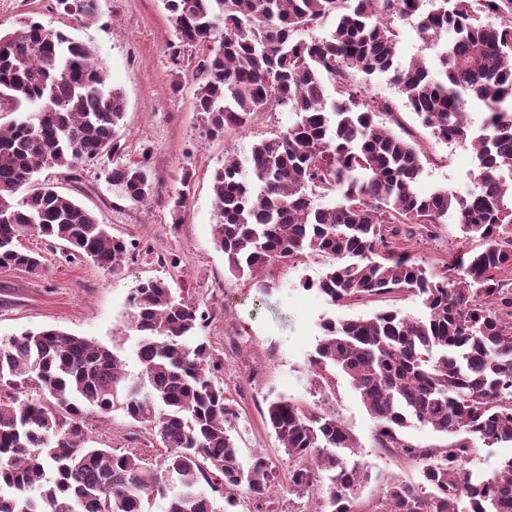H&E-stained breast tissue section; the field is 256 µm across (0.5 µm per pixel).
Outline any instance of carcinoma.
<instances>
[{"label": "carcinoma", "instance_id": "cac0c4a2", "mask_svg": "<svg viewBox=\"0 0 512 512\" xmlns=\"http://www.w3.org/2000/svg\"><path fill=\"white\" fill-rule=\"evenodd\" d=\"M161 2L178 46L196 54L194 110L210 138L247 128L260 112L286 108L297 117L255 144L251 178L236 160L213 174V244L230 274L253 278L315 254L331 260L314 285L334 305L403 292L424 297L419 318L385 309L324 320L312 359L322 385L330 386L332 369L349 379L375 421L377 447L422 464L423 485L387 481L365 507L371 475L353 459L351 432L327 408L279 397L264 420L288 457L289 491L317 497L314 512H512V459L483 480L464 468L474 440L512 441V288L503 280L512 274V0ZM58 3L79 23L95 18L96 0ZM331 14L330 38L294 39ZM489 16L502 22L484 24ZM396 21L415 23L425 44L454 33L438 74L420 60L395 64ZM377 72L391 74L434 138L474 147L477 191L466 198L415 192L420 151L379 127L376 117L392 104L352 80ZM471 100L485 112L487 134L478 139L464 118ZM124 111L91 44L31 16L0 33V112L19 114L0 126V267L46 271L40 254L18 247L23 233L34 232L65 244L67 259L124 269L132 256L126 242L57 186L37 181L44 169L117 155ZM106 181L134 205L155 190L146 155L112 161ZM192 181L184 171L170 210L175 224ZM318 191L339 201L323 206ZM450 210L481 248L451 257L448 274L436 277L409 242L435 237ZM127 307L136 374L120 353L59 329L0 344V512H147L150 495L169 491L167 512H239L244 503L249 512H281L276 465L239 460L224 358L198 335L209 316L161 278L140 283ZM14 390L36 395L21 400ZM116 408L148 425L164 448L159 463L88 445L91 420ZM414 420L446 444L412 442L405 429Z\"/></svg>", "mask_w": 512, "mask_h": 512}]
</instances>
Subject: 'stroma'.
I'll return each mask as SVG.
<instances>
[{
  "label": "stroma",
  "instance_id": "obj_1",
  "mask_svg": "<svg viewBox=\"0 0 512 512\" xmlns=\"http://www.w3.org/2000/svg\"><path fill=\"white\" fill-rule=\"evenodd\" d=\"M26 14L45 26L71 30L96 47L110 83L123 92L126 102L115 133L121 145L116 160L133 163L149 155L158 184L148 205L134 206L112 194L106 182V170L116 160L105 159L72 173L42 171L43 179L94 212L113 236L132 243L134 258L115 274L87 260L65 261L59 248L36 235L20 237L21 248L40 253L47 271L37 276L0 267V341L25 331L56 328L117 348L129 370L138 371L126 300L141 282L166 279L182 295L204 302L210 312L203 334L224 358V389L238 413L230 433L242 463L262 455L277 461L280 473H287L280 444L263 419L269 400L284 396L335 410L359 444L358 460L381 480L421 485L419 464L375 447L374 422L348 380L336 375L334 392H327L314 378L310 361L323 337V319L370 318L391 307L416 318L424 312L422 296L404 292L335 306L304 287L326 273L328 259L310 254L277 262L262 277L238 280L228 274L223 253L213 246L214 170L229 158L246 162L257 141L287 129L295 114L261 112L248 128L209 138L194 112L191 65L178 70L172 65L177 39L161 0H97L95 19L81 25L72 23L57 0H0V32L16 29ZM175 80L181 84L177 93L171 89ZM355 80L370 94L394 102L396 113L379 114L378 124L419 144L424 161L416 185L419 193L443 189L466 197L476 191L478 157L471 145L436 140L410 112L389 74H359ZM185 169L195 179L184 219L176 224L170 215L171 200L181 188L179 177ZM466 243L463 226L452 216L433 240L415 244L412 253L438 275ZM175 255L180 263L174 267L169 260ZM90 436L96 446L133 451L151 462L161 453L144 424L125 418L119 410L107 422H92Z\"/></svg>",
  "mask_w": 512,
  "mask_h": 512
}]
</instances>
